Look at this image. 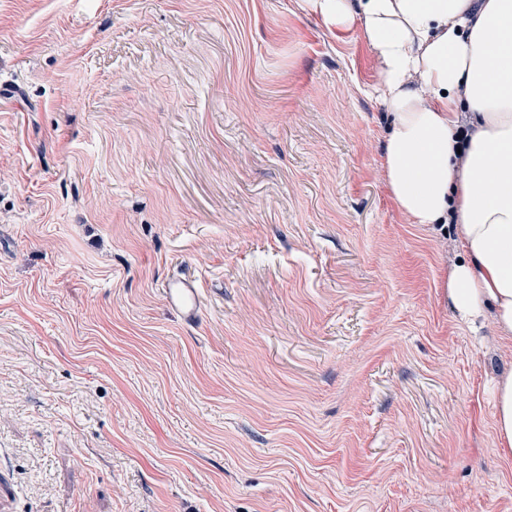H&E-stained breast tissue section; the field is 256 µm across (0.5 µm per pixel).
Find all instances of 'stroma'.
Masks as SVG:
<instances>
[{
  "mask_svg": "<svg viewBox=\"0 0 512 512\" xmlns=\"http://www.w3.org/2000/svg\"><path fill=\"white\" fill-rule=\"evenodd\" d=\"M376 80L300 0H0V512H512ZM166 300L169 306L178 312L188 324H194L200 316V302L198 288L183 278L174 277L167 283L165 289Z\"/></svg>",
  "mask_w": 512,
  "mask_h": 512,
  "instance_id": "1",
  "label": "stroma"
}]
</instances>
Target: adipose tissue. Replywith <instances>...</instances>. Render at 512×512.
Returning a JSON list of instances; mask_svg holds the SVG:
<instances>
[{"label":"adipose tissue","mask_w":512,"mask_h":512,"mask_svg":"<svg viewBox=\"0 0 512 512\" xmlns=\"http://www.w3.org/2000/svg\"><path fill=\"white\" fill-rule=\"evenodd\" d=\"M329 31L364 28L389 114L387 189L414 224L458 226L466 255L448 299L467 322L491 314L512 340V0H304ZM473 133L459 149L457 130ZM512 454V375L492 390Z\"/></svg>","instance_id":"obj_1"}]
</instances>
